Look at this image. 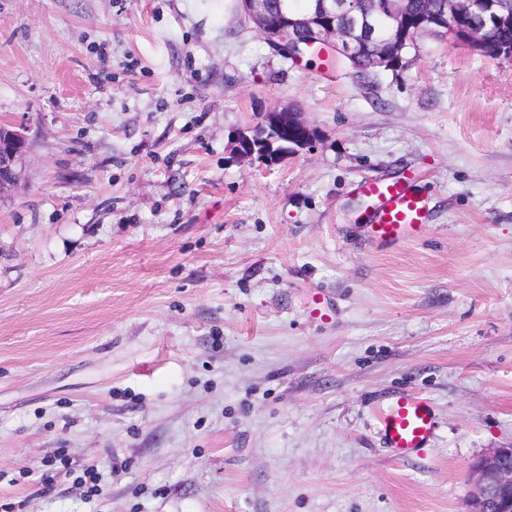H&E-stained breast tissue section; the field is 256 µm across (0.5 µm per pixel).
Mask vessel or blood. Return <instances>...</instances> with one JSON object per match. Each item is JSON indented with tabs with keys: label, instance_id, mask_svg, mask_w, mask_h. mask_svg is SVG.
I'll list each match as a JSON object with an SVG mask.
<instances>
[{
	"label": "vessel or blood",
	"instance_id": "b4317fda",
	"mask_svg": "<svg viewBox=\"0 0 512 512\" xmlns=\"http://www.w3.org/2000/svg\"><path fill=\"white\" fill-rule=\"evenodd\" d=\"M353 190L370 200L372 236L381 244L396 247L417 239L424 231L427 201L409 181L368 178L359 181ZM377 423L384 445L399 457L428 448L436 429L431 402L411 392L398 395L381 412Z\"/></svg>",
	"mask_w": 512,
	"mask_h": 512
}]
</instances>
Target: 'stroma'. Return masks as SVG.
I'll return each instance as SVG.
<instances>
[{
  "label": "stroma",
  "instance_id": "stroma-1",
  "mask_svg": "<svg viewBox=\"0 0 512 512\" xmlns=\"http://www.w3.org/2000/svg\"><path fill=\"white\" fill-rule=\"evenodd\" d=\"M419 45L363 80L239 0H0V505L467 512L512 446V61ZM285 108L314 146L240 160ZM405 176L428 224L384 247L352 188ZM402 391L437 430L397 459ZM25 157L26 142L20 133L12 129L6 137L0 135V196L17 186ZM377 423L384 445L397 457L419 454L429 448L436 429L431 402L411 392L398 395L381 412Z\"/></svg>",
  "mask_w": 512,
  "mask_h": 512
}]
</instances>
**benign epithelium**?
<instances>
[{
    "label": "benign epithelium",
    "instance_id": "obj_1",
    "mask_svg": "<svg viewBox=\"0 0 512 512\" xmlns=\"http://www.w3.org/2000/svg\"><path fill=\"white\" fill-rule=\"evenodd\" d=\"M241 14L287 59L321 44L351 62L365 54L378 70L399 67L423 35L484 53L492 29L512 19V10L501 0H433L416 13L410 0H386L380 18L394 38L385 43L358 0H309L304 9L277 13L269 0H241ZM314 138L312 128L285 110L268 113L251 133L240 134L236 148L244 160L273 164L309 146ZM25 157L26 142L20 133L12 129L0 137V196L17 186ZM469 512H512V447L493 448L472 466Z\"/></svg>",
    "mask_w": 512,
    "mask_h": 512
}]
</instances>
